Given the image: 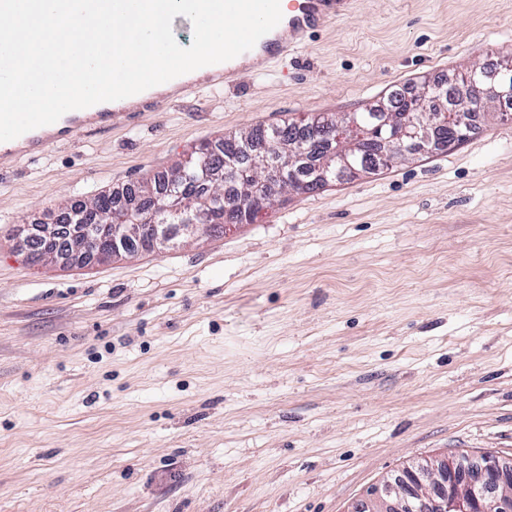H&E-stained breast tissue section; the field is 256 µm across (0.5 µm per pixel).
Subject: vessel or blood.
Wrapping results in <instances>:
<instances>
[{
  "label": "vessel or blood",
  "mask_w": 512,
  "mask_h": 512,
  "mask_svg": "<svg viewBox=\"0 0 512 512\" xmlns=\"http://www.w3.org/2000/svg\"><path fill=\"white\" fill-rule=\"evenodd\" d=\"M351 0H289L288 11L281 22L261 37L255 46L234 59L201 67L178 76L174 84L179 93L194 87L213 91L231 86L244 72L257 73L274 60L304 44L311 31L327 23L348 16ZM132 113L116 102H104L73 110L57 122L33 129L20 137L0 142V172L10 169L21 156L38 157L51 146L69 142L74 131H98L117 123H133Z\"/></svg>",
  "instance_id": "b4317fda"
}]
</instances>
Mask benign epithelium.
I'll return each mask as SVG.
<instances>
[{
  "mask_svg": "<svg viewBox=\"0 0 512 512\" xmlns=\"http://www.w3.org/2000/svg\"><path fill=\"white\" fill-rule=\"evenodd\" d=\"M504 88L483 81L457 98L451 119L460 128L467 127L469 116L483 107L490 96L502 97ZM400 131L387 140L386 154L391 156L410 144L419 151L433 145L431 124L422 117L399 125ZM288 159L265 171L264 185L274 186L278 194L281 172ZM50 232L70 240L79 235L83 252L96 257L94 238L69 224H27L22 226L23 239ZM212 232L208 224H113L112 243L120 249L130 237H144L153 251H163L179 244L186 236H202ZM350 512H512V462L487 452L440 454L404 467L393 479L385 480L372 497L357 502Z\"/></svg>",
  "mask_w": 512,
  "mask_h": 512,
  "instance_id": "7a95c632",
  "label": "benign epithelium"
}]
</instances>
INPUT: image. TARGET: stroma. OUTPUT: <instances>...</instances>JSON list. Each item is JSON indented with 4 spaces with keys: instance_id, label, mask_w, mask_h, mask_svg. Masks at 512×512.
Wrapping results in <instances>:
<instances>
[{
    "instance_id": "stroma-1",
    "label": "stroma",
    "mask_w": 512,
    "mask_h": 512,
    "mask_svg": "<svg viewBox=\"0 0 512 512\" xmlns=\"http://www.w3.org/2000/svg\"><path fill=\"white\" fill-rule=\"evenodd\" d=\"M512 58V0H355L261 74L0 175V512H348L512 457V119L162 253L29 264L20 225L192 146Z\"/></svg>"
}]
</instances>
